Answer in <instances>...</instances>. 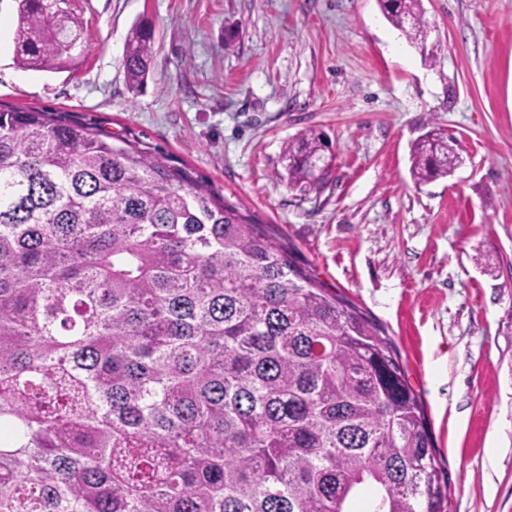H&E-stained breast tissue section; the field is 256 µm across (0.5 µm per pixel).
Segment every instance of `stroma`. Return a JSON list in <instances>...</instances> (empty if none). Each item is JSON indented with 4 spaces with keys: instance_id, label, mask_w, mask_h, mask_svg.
<instances>
[{
    "instance_id": "1",
    "label": "stroma",
    "mask_w": 512,
    "mask_h": 512,
    "mask_svg": "<svg viewBox=\"0 0 512 512\" xmlns=\"http://www.w3.org/2000/svg\"><path fill=\"white\" fill-rule=\"evenodd\" d=\"M422 6L423 52L378 0H69L78 58L51 73L15 64L17 3L0 0V105L140 142L292 243L397 347L448 512H512V0ZM142 20L154 57L133 90L124 51ZM310 130L335 161L308 192L283 154ZM432 130L461 163L418 184L411 146Z\"/></svg>"
}]
</instances>
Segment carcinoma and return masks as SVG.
Listing matches in <instances>:
<instances>
[{
    "label": "carcinoma",
    "instance_id": "carcinoma-1",
    "mask_svg": "<svg viewBox=\"0 0 512 512\" xmlns=\"http://www.w3.org/2000/svg\"><path fill=\"white\" fill-rule=\"evenodd\" d=\"M17 66L62 72L67 0H16ZM424 47L421 0H380ZM154 30L124 68L147 80ZM314 190L334 155L284 153ZM458 155L429 133L418 183ZM446 512L385 332L187 172L64 112L0 106V512Z\"/></svg>",
    "mask_w": 512,
    "mask_h": 512
}]
</instances>
